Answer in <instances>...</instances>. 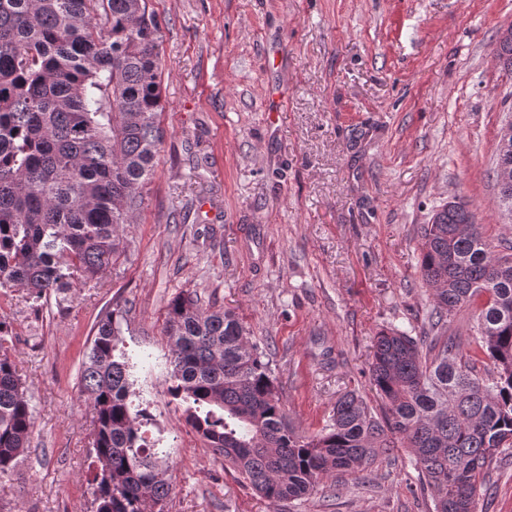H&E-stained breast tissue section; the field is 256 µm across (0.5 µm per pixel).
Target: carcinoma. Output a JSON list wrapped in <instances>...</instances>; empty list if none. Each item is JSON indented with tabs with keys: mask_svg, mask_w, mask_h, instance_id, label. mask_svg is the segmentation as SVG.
Listing matches in <instances>:
<instances>
[{
	"mask_svg": "<svg viewBox=\"0 0 512 512\" xmlns=\"http://www.w3.org/2000/svg\"><path fill=\"white\" fill-rule=\"evenodd\" d=\"M159 26L146 0H0V288L33 304L99 281L134 221L164 141ZM496 60L512 71V38ZM512 172L499 136L496 170ZM422 279L434 301L426 341L390 329L375 337V414L344 392L331 422L297 434L263 351L236 316L194 292L172 299L167 392L189 425L262 498L300 499L353 476L381 454L410 449L435 493V512H474L476 484L512 448V243H496L462 204L424 225ZM474 310L472 351L447 335ZM128 310L100 316L81 364L92 413L95 512H164L170 466L134 403L137 362L119 347ZM0 316V481L28 452L32 409ZM482 354L492 369L476 370Z\"/></svg>",
	"mask_w": 512,
	"mask_h": 512,
	"instance_id": "obj_1",
	"label": "carcinoma"
}]
</instances>
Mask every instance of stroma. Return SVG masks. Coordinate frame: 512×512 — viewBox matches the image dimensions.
<instances>
[{"label": "stroma", "instance_id": "35a3bbf8", "mask_svg": "<svg viewBox=\"0 0 512 512\" xmlns=\"http://www.w3.org/2000/svg\"><path fill=\"white\" fill-rule=\"evenodd\" d=\"M159 23L165 138L121 252L97 284L33 305L0 289L12 356L33 410L29 451L0 482V512H92L91 413L83 354L102 313L129 311L128 351L152 356L137 387L171 464L166 512H434L406 449L271 503L224 466L167 392L169 301L197 292L265 348L300 435L357 390L373 408L372 345L420 336L433 300L423 227L467 202L487 236L512 242L496 148L512 120V71L495 54L512 0H147ZM285 107L265 108L272 85ZM208 201L210 210L200 207ZM476 512H512V454Z\"/></svg>", "mask_w": 512, "mask_h": 512}]
</instances>
